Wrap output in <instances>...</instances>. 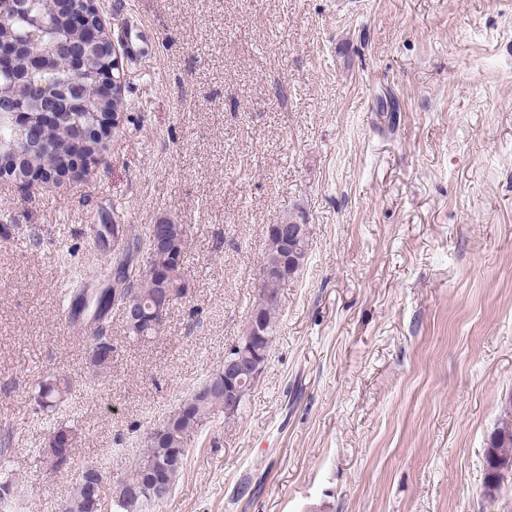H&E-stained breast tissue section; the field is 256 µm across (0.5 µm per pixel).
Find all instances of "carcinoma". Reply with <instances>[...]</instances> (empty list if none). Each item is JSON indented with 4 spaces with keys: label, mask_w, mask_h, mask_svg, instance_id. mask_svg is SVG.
I'll return each instance as SVG.
<instances>
[{
    "label": "carcinoma",
    "mask_w": 512,
    "mask_h": 512,
    "mask_svg": "<svg viewBox=\"0 0 512 512\" xmlns=\"http://www.w3.org/2000/svg\"><path fill=\"white\" fill-rule=\"evenodd\" d=\"M39 16L43 27L33 26L32 17ZM0 42L17 44L35 43L44 51L58 52L63 45L77 50L80 36L72 29L68 15L54 10L51 0H3L0 3ZM99 69L112 67V47L109 36H104L100 49L91 60ZM27 100L31 110L29 121L38 126L39 113L52 108L57 112H69L84 129L94 126L93 112L114 108L110 101L98 98L93 81L87 70L72 64L52 73H43L30 66L24 55L15 58L7 70H0V169L13 159L16 151L24 155L46 158L51 170L66 167L71 160L69 140L77 133L73 126L58 127L53 131H41L31 136L28 143L18 139L14 124L8 113L12 100ZM158 233L165 240V246L153 255L128 253L115 269L125 283V291L135 295L136 301L145 312L164 293L169 295V305L186 298L188 284L180 267H168L169 255L184 251L187 230L183 224H151L142 234H132L134 244H141ZM284 280L274 277L265 283V288L275 293L263 311L267 334L274 336L275 315L278 308L279 288ZM60 304L69 307L77 324L84 327L87 336L84 341L90 348V366L99 376L112 364V357H102L95 351V345L108 343L104 325L112 320V312L119 305L112 300V289L91 288L83 280H76L73 287L61 292ZM70 390L65 377H53L37 384L36 400L40 407L54 408L62 402ZM224 411V378L212 373L187 399L180 412H172L150 431L147 449L134 465L133 470L112 485L113 512H145L151 502L134 491V487L152 480H161L174 487L187 459L186 440L189 434L201 427L216 412ZM75 434L68 429L53 428L48 442L40 450L42 462L50 468L56 467L59 449L72 448ZM486 475L484 492L487 500H496L504 475L512 472V405L507 406L494 428L486 448ZM91 472L96 476L94 486L78 483L73 489L63 512H101L104 475L97 467ZM18 487L9 473L0 475V512H18V496L4 497L9 490Z\"/></svg>",
    "instance_id": "cac0c4a2"
}]
</instances>
